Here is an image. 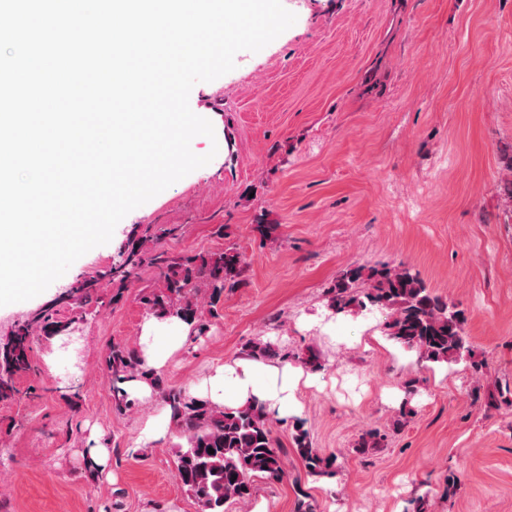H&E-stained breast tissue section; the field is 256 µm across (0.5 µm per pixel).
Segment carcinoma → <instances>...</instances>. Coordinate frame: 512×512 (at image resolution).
Listing matches in <instances>:
<instances>
[{"mask_svg": "<svg viewBox=\"0 0 512 512\" xmlns=\"http://www.w3.org/2000/svg\"><path fill=\"white\" fill-rule=\"evenodd\" d=\"M161 265L163 291L144 298L158 318L177 316L188 323L199 319L196 290L209 292L210 306L224 289L238 285L241 257L234 250L180 258L150 254ZM336 315L378 310L385 313L383 333L394 345L417 355L420 362L455 364L472 357L465 333L466 317L452 302L432 294L419 273L403 264H384L365 270L352 266L331 287L327 303ZM30 329L17 332L14 345L0 353V382L28 366ZM248 355L267 360L273 356L270 343L257 339L248 345ZM109 365L116 402L130 405L121 387L139 376L159 390L168 404L177 429L186 439L176 452V480L197 501L200 512H226L230 505L249 502L257 477L278 479L285 473L284 461L271 421L255 404L238 408L212 406L187 397L180 389L168 388L152 371L141 367L133 349L112 346ZM296 453L316 476L335 474L337 456L315 448L302 421L294 425ZM214 453H208V449Z\"/></svg>", "mask_w": 512, "mask_h": 512, "instance_id": "carcinoma-1", "label": "carcinoma"}]
</instances>
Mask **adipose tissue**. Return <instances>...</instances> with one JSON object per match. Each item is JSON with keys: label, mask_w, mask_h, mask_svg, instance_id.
Instances as JSON below:
<instances>
[{"label": "adipose tissue", "mask_w": 512, "mask_h": 512, "mask_svg": "<svg viewBox=\"0 0 512 512\" xmlns=\"http://www.w3.org/2000/svg\"><path fill=\"white\" fill-rule=\"evenodd\" d=\"M172 335H157V325L146 322L140 338L142 366L157 370L169 355L186 341V329L180 320H173ZM304 376L302 368L279 365L259 359H240L215 366L208 378L211 402L218 407H237L253 401L262 405L271 417L284 418L297 406L295 388Z\"/></svg>", "instance_id": "ef3b65f1"}]
</instances>
